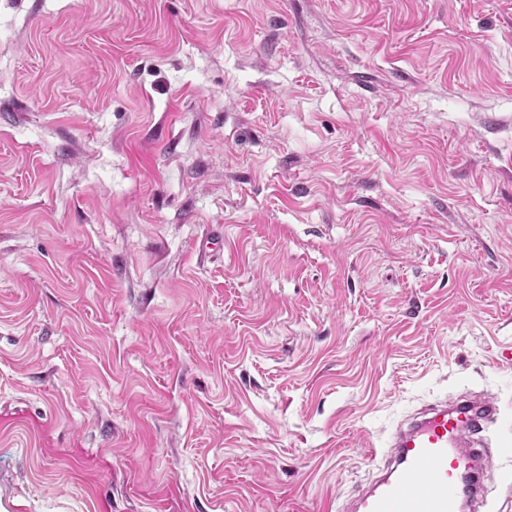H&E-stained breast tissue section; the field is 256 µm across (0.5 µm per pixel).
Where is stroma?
Masks as SVG:
<instances>
[{
  "label": "stroma",
  "mask_w": 512,
  "mask_h": 512,
  "mask_svg": "<svg viewBox=\"0 0 512 512\" xmlns=\"http://www.w3.org/2000/svg\"><path fill=\"white\" fill-rule=\"evenodd\" d=\"M502 404L512 0H0V512H336Z\"/></svg>",
  "instance_id": "stroma-1"
}]
</instances>
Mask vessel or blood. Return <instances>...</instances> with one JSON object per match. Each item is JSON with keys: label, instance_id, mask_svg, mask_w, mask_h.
Wrapping results in <instances>:
<instances>
[{"label": "vessel or blood", "instance_id": "b4317fda", "mask_svg": "<svg viewBox=\"0 0 512 512\" xmlns=\"http://www.w3.org/2000/svg\"><path fill=\"white\" fill-rule=\"evenodd\" d=\"M501 412L491 397L425 406L384 447L368 450L382 469L356 490L346 512H482L493 464L488 433Z\"/></svg>", "mask_w": 512, "mask_h": 512}]
</instances>
